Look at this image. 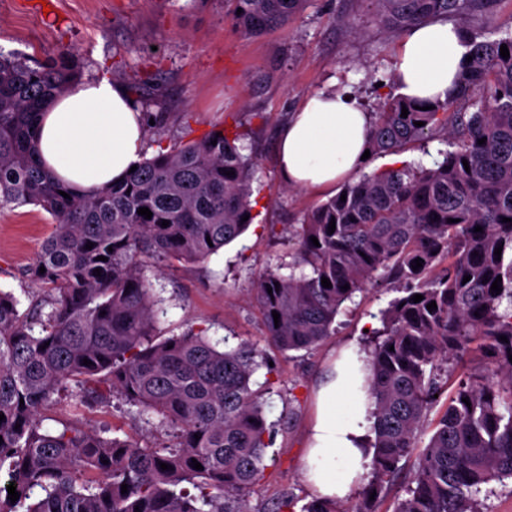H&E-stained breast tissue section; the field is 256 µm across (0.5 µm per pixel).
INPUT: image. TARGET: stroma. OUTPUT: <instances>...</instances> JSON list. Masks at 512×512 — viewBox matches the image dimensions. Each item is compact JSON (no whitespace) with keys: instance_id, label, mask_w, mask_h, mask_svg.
Segmentation results:
<instances>
[{"instance_id":"35a3bbf8","label":"stroma","mask_w":512,"mask_h":512,"mask_svg":"<svg viewBox=\"0 0 512 512\" xmlns=\"http://www.w3.org/2000/svg\"><path fill=\"white\" fill-rule=\"evenodd\" d=\"M400 35L380 22L371 0H307L287 25L258 36L238 32L224 15V0H200L181 8L178 0H0V52L30 65L75 50L83 78L105 74L121 85L146 81L143 110L161 112V127L146 134L149 154L178 143L183 122L196 133L223 127L231 117L250 121V151L257 158L249 229L201 265L171 267L147 260L144 274L158 300L162 337L203 327L216 348L253 345L273 362L259 368L252 389L262 391L264 414L276 436L266 448L265 477L250 505L270 512L289 492L299 503L312 495L301 475V459L312 416L313 393L329 357L348 347L366 354L369 329L394 298L392 289L368 286L336 318V334L312 352L285 355L268 342L251 290L267 271L288 275L291 225L326 201L304 188H284L277 170L280 127L314 91L347 90L366 112L396 94L393 82ZM53 220L38 207L0 211V289L19 298L38 294L24 277ZM104 430L106 437H133L140 444L171 443L160 416L111 398L80 401L77 385L62 392L43 414L45 430L66 421Z\"/></svg>"}]
</instances>
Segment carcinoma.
<instances>
[{
	"label": "carcinoma",
	"instance_id": "cac0c4a2",
	"mask_svg": "<svg viewBox=\"0 0 512 512\" xmlns=\"http://www.w3.org/2000/svg\"><path fill=\"white\" fill-rule=\"evenodd\" d=\"M305 2L224 5L236 30L256 35L288 23ZM371 2L398 32L439 17L467 29L475 12L491 20V0ZM467 47L472 61L451 99L461 111L396 95L371 120V156L398 155L441 132L442 161L403 162L344 185L294 235V263L309 273L269 271L252 288L266 336L284 354L334 335L341 306L377 279L400 293L381 313L366 360L375 419L369 480L347 505L313 499L303 512H380L436 407L433 433L394 512H483L480 486L512 478V33L478 41L470 32ZM80 77L74 50L36 67L0 54V209L30 204L55 221L26 270L43 296L23 312L13 293L0 291V471L19 494L12 502L0 486V512H249L275 438L250 386L260 367L255 351L246 344L220 351L202 328L158 338L143 258L201 263L248 229L254 162L238 143L251 129L236 119L162 147L123 183L82 195L42 168L35 152L41 112ZM142 207L151 218L137 213ZM417 258L424 263L415 270ZM324 277L331 287L322 286ZM498 277L499 293L491 290ZM433 301L437 308H427ZM70 381L83 387L85 403L117 394L141 414L161 415L175 442L105 439L76 422L44 431L42 412ZM194 459L203 469L193 468Z\"/></svg>",
	"mask_w": 512,
	"mask_h": 512
}]
</instances>
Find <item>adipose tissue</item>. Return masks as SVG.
I'll return each mask as SVG.
<instances>
[{"label":"adipose tissue","mask_w":512,"mask_h":512,"mask_svg":"<svg viewBox=\"0 0 512 512\" xmlns=\"http://www.w3.org/2000/svg\"><path fill=\"white\" fill-rule=\"evenodd\" d=\"M461 26L432 20L402 39L394 79L403 96L447 101L465 58ZM370 119L344 93L309 95L282 127L277 150L283 184L313 190L332 188L354 175L370 142ZM40 164L74 189L92 193L124 180L145 151L141 108L127 91L102 76L74 85L54 98L39 118ZM368 372L352 350L327 366L315 391V414L302 458V475L315 497H351L368 460L366 418Z\"/></svg>","instance_id":"obj_1"}]
</instances>
